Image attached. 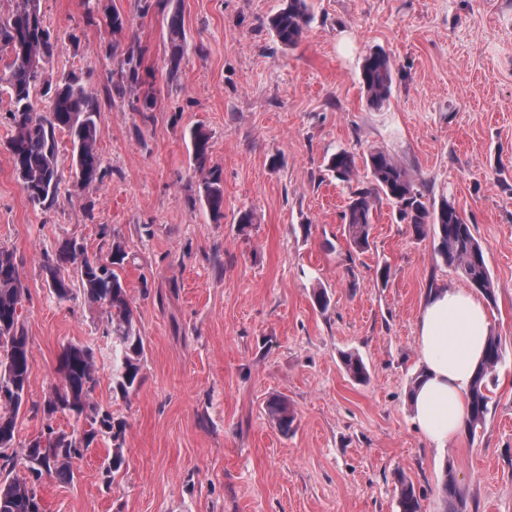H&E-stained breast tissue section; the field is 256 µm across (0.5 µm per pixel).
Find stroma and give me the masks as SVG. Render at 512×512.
Returning <instances> with one entry per match:
<instances>
[{
	"label": "stroma",
	"mask_w": 512,
	"mask_h": 512,
	"mask_svg": "<svg viewBox=\"0 0 512 512\" xmlns=\"http://www.w3.org/2000/svg\"><path fill=\"white\" fill-rule=\"evenodd\" d=\"M109 3L126 20L122 32L88 21L85 0H40L58 40L44 81L73 73L98 97L101 183L73 188L60 132L58 201L28 203L0 98V249L13 252L28 292L32 353L17 439L41 430L32 407L70 342L94 350L93 398L125 425L115 481L104 478L112 446L97 442L75 460L72 481L42 478L44 512H399L402 479L421 512H512V0H309L312 21L294 47L267 24L284 0H169L190 46L174 77L166 10ZM376 50L394 72L388 100L373 107L361 68ZM131 51L153 111H136L142 89L119 81ZM197 126L224 171L220 224L193 198ZM377 148L428 202L454 201L495 286L486 310L506 362L489 386L493 409L476 433L439 451L412 421L415 325L428 288L467 281L385 201L370 251L350 255V188L324 159L346 150L361 169ZM245 210L254 222L243 229ZM68 239L103 258L118 240L129 254L120 275L145 345L143 382L130 396L112 390L103 310L46 286L42 258ZM319 287L331 298L324 310L313 301ZM350 351L367 381L346 374ZM274 397L295 414L289 433L267 417ZM448 467L451 505L439 491Z\"/></svg>",
	"instance_id": "35a3bbf8"
}]
</instances>
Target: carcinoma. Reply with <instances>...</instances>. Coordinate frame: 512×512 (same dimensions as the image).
I'll use <instances>...</instances> for the list:
<instances>
[{"instance_id":"1","label":"carcinoma","mask_w":512,"mask_h":512,"mask_svg":"<svg viewBox=\"0 0 512 512\" xmlns=\"http://www.w3.org/2000/svg\"><path fill=\"white\" fill-rule=\"evenodd\" d=\"M87 18L98 20L120 31L123 16L103 0H88ZM311 20L308 0H287L285 6L269 19V26L284 45L294 47L302 42ZM167 29L171 43L169 75L178 73L180 61L187 51L184 17L175 9L168 13ZM56 44L44 24L39 0H22L20 7L6 19H0V52H8V77L5 93L10 104L12 134L6 142L14 169L28 201L34 207H51L59 196L62 173L58 166L56 132L68 134L72 144L74 166L73 187L86 189L102 181L104 171L98 154L99 103L96 95L75 75L61 77L45 89L50 104L46 114L36 111L35 96L42 82L43 64L54 55ZM140 61L127 55L119 68L122 83L140 84ZM361 80L370 105L385 102L392 87L390 57L374 51L364 59ZM195 166L206 171L197 186L213 221L224 219L223 170L210 165L209 135L200 127L191 131ZM371 181L351 192L343 214L350 250L362 254L370 247V235L376 204L387 200L397 210L399 222L409 226L418 241L433 236L435 250L450 266L456 267L470 285L487 300H495V288L483 249L469 224L454 203L447 199L437 206L424 201L412 179L393 157L382 149L371 151L365 159ZM326 171L338 181L352 183L356 175L353 155L340 151L332 155ZM128 253L120 242L112 243L110 264L91 265L85 251L73 239L63 241L54 254H45L43 269L48 288H59L72 299L85 301L104 309L111 327L112 381L127 397L141 384V360L144 342L136 327L134 311L125 284L119 274ZM72 270L69 276L64 275ZM24 289L14 255L0 250V387L9 396L0 403V471L15 468L13 449L18 416L27 401L31 350L23 322L20 320ZM505 362V349L499 336L487 338L483 361L477 367L467 396L469 414L466 427L474 433L484 426L490 413L488 383ZM345 372L355 381L367 379L368 371L362 357L347 352L342 357ZM59 382L52 385L43 403L35 410L45 414L43 429L37 441L24 445L23 466L40 478L47 474L61 481L74 478L73 462L100 439L112 444V456L106 466V477L115 478L124 464V424L117 423L112 412L92 401L97 384L96 363L92 348L70 344L59 355ZM272 423L279 431H291L295 417L288 404L272 399L266 405ZM67 411L75 418L69 432L57 430L51 420L58 411ZM400 512H421L419 497L413 483L401 480L398 487ZM0 512H42V506L30 494V483L24 479L0 475Z\"/></svg>"}]
</instances>
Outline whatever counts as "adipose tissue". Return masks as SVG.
<instances>
[{
    "label": "adipose tissue",
    "mask_w": 512,
    "mask_h": 512,
    "mask_svg": "<svg viewBox=\"0 0 512 512\" xmlns=\"http://www.w3.org/2000/svg\"><path fill=\"white\" fill-rule=\"evenodd\" d=\"M488 333L485 307L466 289L436 288L423 297L416 324L421 377L411 405L413 422L431 447H447L463 427Z\"/></svg>",
    "instance_id": "ef3b65f1"
}]
</instances>
